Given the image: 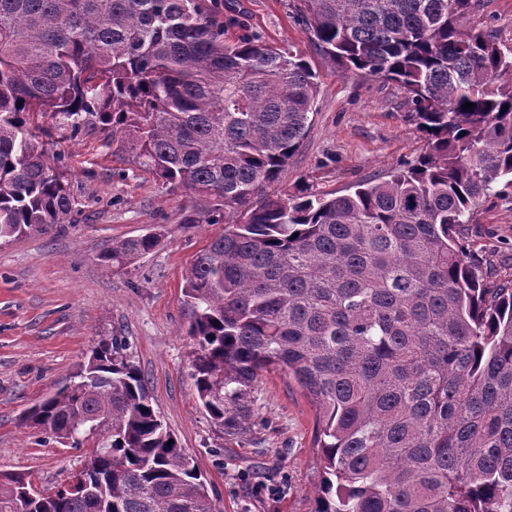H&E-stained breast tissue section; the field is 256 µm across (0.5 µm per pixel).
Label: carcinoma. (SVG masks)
Listing matches in <instances>:
<instances>
[{"instance_id": "obj_1", "label": "carcinoma", "mask_w": 512, "mask_h": 512, "mask_svg": "<svg viewBox=\"0 0 512 512\" xmlns=\"http://www.w3.org/2000/svg\"><path fill=\"white\" fill-rule=\"evenodd\" d=\"M301 2L325 55L403 90L427 141L414 163L340 196L269 195L314 112L302 57L225 43L212 0H0V241L81 212L37 120L128 133L143 170L203 204L182 223L224 225L183 289L215 427L247 431L259 371L280 369L316 408L314 512H512V282L487 287L459 242L492 185L512 186V48L460 29L481 0ZM93 420L104 434L69 482L0 471V512H217L104 341L23 417L77 447Z\"/></svg>"}]
</instances>
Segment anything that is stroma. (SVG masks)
I'll return each mask as SVG.
<instances>
[{"label":"stroma","instance_id":"1","mask_svg":"<svg viewBox=\"0 0 512 512\" xmlns=\"http://www.w3.org/2000/svg\"><path fill=\"white\" fill-rule=\"evenodd\" d=\"M301 9L300 0H224V39L258 35L310 64L317 96L308 131L268 191L337 196L416 160L426 141L404 92L387 80L342 73L319 50ZM460 27L493 31L512 46V0H483ZM41 143L64 155L82 214L64 232L0 245V470L50 488L81 466L86 448L26 427L22 415L100 339L117 336L128 341L154 408L194 459L218 512H313L322 478L316 409L294 379L260 372L252 424L239 435L217 429L197 398L183 288L219 225L182 223L194 198L141 170L110 132L73 138L59 130ZM149 233L162 236L153 252L112 272L99 264L112 242ZM460 239L490 284L512 281V187L494 185Z\"/></svg>","mask_w":512,"mask_h":512}]
</instances>
